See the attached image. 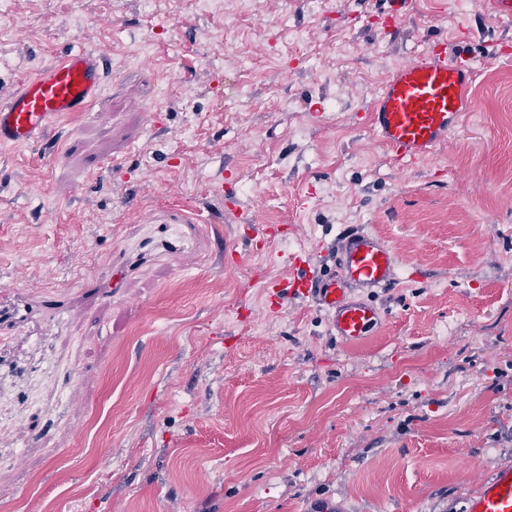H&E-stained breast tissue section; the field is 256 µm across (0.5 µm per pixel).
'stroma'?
<instances>
[{
  "mask_svg": "<svg viewBox=\"0 0 512 512\" xmlns=\"http://www.w3.org/2000/svg\"><path fill=\"white\" fill-rule=\"evenodd\" d=\"M72 2L0 16V102L66 50L107 62L102 111L0 146V289L71 296L0 342V512H466L512 464V23L464 0H412L395 33L389 0H248L231 29L237 0ZM436 36L475 60L474 109L402 166L369 98ZM175 202L205 219L185 250L84 300ZM249 227L294 234L253 251ZM350 227L398 257L356 347L266 288L296 250L332 268Z\"/></svg>",
  "mask_w": 512,
  "mask_h": 512,
  "instance_id": "1",
  "label": "stroma"
}]
</instances>
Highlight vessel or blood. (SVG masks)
Wrapping results in <instances>:
<instances>
[{
	"mask_svg": "<svg viewBox=\"0 0 512 512\" xmlns=\"http://www.w3.org/2000/svg\"><path fill=\"white\" fill-rule=\"evenodd\" d=\"M473 59L449 60L440 44L398 62L368 108L376 140L402 165L432 157L473 106ZM105 62L102 54L72 50L41 66L0 103V145L40 144L56 121L72 112L102 106ZM297 275L272 283L278 300L294 296L327 312L337 340L364 341L381 321L372 300L355 297L358 289L385 288L396 280L393 249L359 228L343 231L337 242L336 271L318 270L313 257L294 254ZM64 308L63 292L47 287L21 299L0 298V339H14L25 319L51 316ZM467 512H512V466L483 480Z\"/></svg>",
	"mask_w": 512,
	"mask_h": 512,
	"instance_id": "1",
	"label": "vessel or blood"
}]
</instances>
